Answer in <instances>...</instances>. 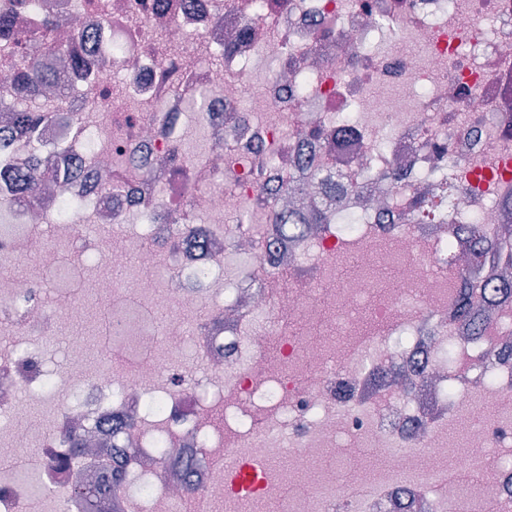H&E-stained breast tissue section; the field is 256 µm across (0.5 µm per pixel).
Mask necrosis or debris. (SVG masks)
<instances>
[{
  "label": "necrosis or debris",
  "mask_w": 512,
  "mask_h": 512,
  "mask_svg": "<svg viewBox=\"0 0 512 512\" xmlns=\"http://www.w3.org/2000/svg\"><path fill=\"white\" fill-rule=\"evenodd\" d=\"M16 13L27 27L57 21L91 76L65 69L52 85L65 121L38 132L47 190L19 203L34 158L16 105L34 92L15 80L19 46L0 38V261L21 264L51 236L71 246L74 280L48 300L42 275H0L13 339L0 446L34 444L21 466L49 493L32 498L1 471L0 512H72L75 491L105 485L107 512H179L216 492L225 512H512V299L499 288L512 257L476 251L461 230L498 229L512 206V0H0V15ZM76 83L77 103L64 95ZM340 121L343 143L302 150ZM199 127L205 148L186 156ZM314 171L336 177L316 237L263 203ZM444 177L458 184L443 205L453 222L393 223ZM246 202L274 231L242 246L224 227ZM132 218L138 239L102 251L83 236ZM458 254L483 289L471 320L446 275L424 268ZM91 255H133L142 272L92 279ZM386 259L397 287L370 274ZM161 264L164 282L148 274ZM88 287L112 300L101 334L123 366L86 369L74 338L55 371L50 342L60 318H84ZM198 304L209 313L189 336ZM478 402L495 415L454 451ZM45 403L47 431L10 425ZM91 435L96 452L73 456L72 439ZM483 448L503 460L491 486L477 478ZM364 452L381 465H357ZM244 462L257 495L237 488Z\"/></svg>",
  "instance_id": "4bbe7bcc"
}]
</instances>
